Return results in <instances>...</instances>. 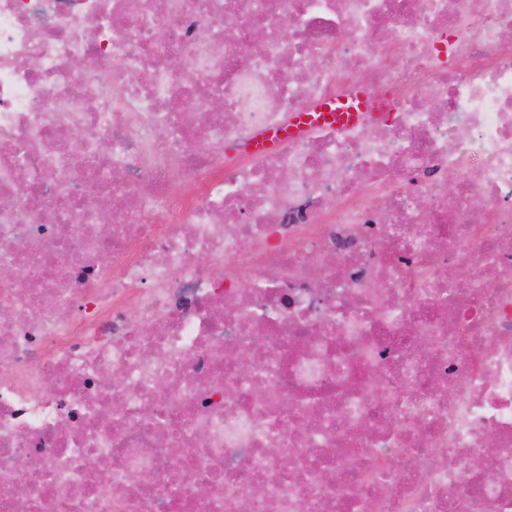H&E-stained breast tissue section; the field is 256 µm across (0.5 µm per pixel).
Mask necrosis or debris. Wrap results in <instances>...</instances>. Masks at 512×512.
Wrapping results in <instances>:
<instances>
[{"instance_id":"1","label":"necrosis or debris","mask_w":512,"mask_h":512,"mask_svg":"<svg viewBox=\"0 0 512 512\" xmlns=\"http://www.w3.org/2000/svg\"><path fill=\"white\" fill-rule=\"evenodd\" d=\"M0 512H512V0H0Z\"/></svg>"}]
</instances>
